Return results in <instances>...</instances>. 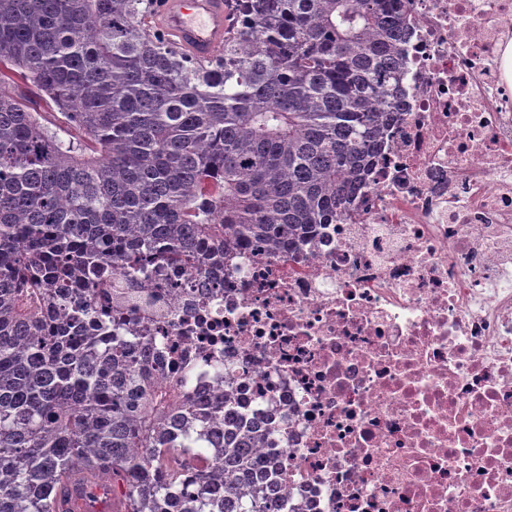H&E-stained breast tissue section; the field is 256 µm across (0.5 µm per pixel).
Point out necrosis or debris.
I'll return each mask as SVG.
<instances>
[{
	"mask_svg": "<svg viewBox=\"0 0 512 512\" xmlns=\"http://www.w3.org/2000/svg\"><path fill=\"white\" fill-rule=\"evenodd\" d=\"M406 26L351 216L280 260L120 281L159 382L230 394L289 512H512V0H410Z\"/></svg>",
	"mask_w": 512,
	"mask_h": 512,
	"instance_id": "4bbe7bcc",
	"label": "necrosis or debris"
}]
</instances>
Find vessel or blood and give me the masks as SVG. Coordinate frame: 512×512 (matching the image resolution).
Returning a JSON list of instances; mask_svg holds the SVG:
<instances>
[{
  "label": "vessel or blood",
  "mask_w": 512,
  "mask_h": 512,
  "mask_svg": "<svg viewBox=\"0 0 512 512\" xmlns=\"http://www.w3.org/2000/svg\"><path fill=\"white\" fill-rule=\"evenodd\" d=\"M155 22L188 54L207 59L224 41V0H164Z\"/></svg>",
  "instance_id": "obj_1"
}]
</instances>
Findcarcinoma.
<instances>
[{
    "instance_id": "carcinoma-1",
    "label": "carcinoma",
    "mask_w": 512,
    "mask_h": 512,
    "mask_svg": "<svg viewBox=\"0 0 512 512\" xmlns=\"http://www.w3.org/2000/svg\"><path fill=\"white\" fill-rule=\"evenodd\" d=\"M409 2L224 0L201 60L154 0H0V512H87L71 480L126 512H270L265 434L226 394L163 393L152 337L111 315L85 333L93 292L237 244L281 258L350 214L403 93ZM14 79L16 84L8 81V83L5 85L6 92L10 93L16 98H19L22 95L30 97L33 100V104L29 102H27V104L31 108H35L37 112H42L44 116L52 123H59L58 120H62L60 111L49 98L43 96L41 93L40 95H36L35 92L37 90L30 83H24L20 80L17 81L15 77Z\"/></svg>"
}]
</instances>
